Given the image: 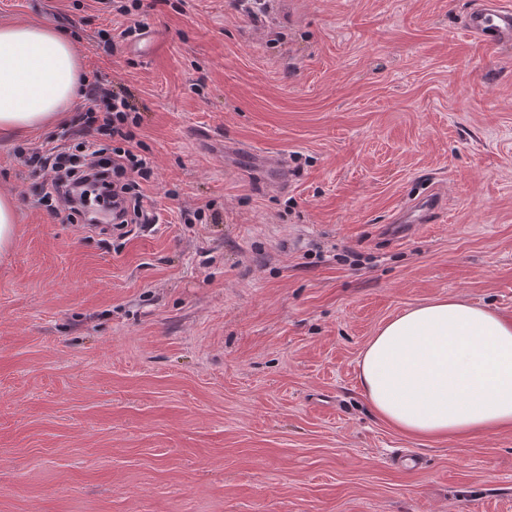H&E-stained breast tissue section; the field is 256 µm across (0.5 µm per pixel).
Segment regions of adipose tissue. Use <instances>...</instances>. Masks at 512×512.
<instances>
[{
	"label": "adipose tissue",
	"mask_w": 512,
	"mask_h": 512,
	"mask_svg": "<svg viewBox=\"0 0 512 512\" xmlns=\"http://www.w3.org/2000/svg\"><path fill=\"white\" fill-rule=\"evenodd\" d=\"M80 68L53 27L0 24V133L54 123L77 97ZM358 378L375 415L411 440L512 429V320L450 297L412 306L369 339Z\"/></svg>",
	"instance_id": "1"
}]
</instances>
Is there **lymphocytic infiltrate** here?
<instances>
[{
  "label": "lymphocytic infiltrate",
  "mask_w": 512,
  "mask_h": 512,
  "mask_svg": "<svg viewBox=\"0 0 512 512\" xmlns=\"http://www.w3.org/2000/svg\"><path fill=\"white\" fill-rule=\"evenodd\" d=\"M85 111L76 127L82 135L95 136L99 145L88 153L68 155L48 149L38 159L48 186L42 203L48 212L69 224L85 223V213L73 196L86 184L104 186L108 191L113 233L126 238L130 225L147 221L143 209L144 183L153 169L138 152L134 130L141 114L124 87L95 77L86 86Z\"/></svg>",
  "instance_id": "f902f5d3"
}]
</instances>
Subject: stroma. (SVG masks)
Returning a JSON list of instances; mask_svg holds the SVG:
<instances>
[{"mask_svg":"<svg viewBox=\"0 0 512 512\" xmlns=\"http://www.w3.org/2000/svg\"><path fill=\"white\" fill-rule=\"evenodd\" d=\"M141 2L0 0L130 90L154 169L121 241L16 156L70 126L0 137V512H512V430L411 441L358 379L409 307L512 317V44L464 31L475 0ZM16 198L7 190L0 191V259L7 258L16 242ZM442 209V199L437 193L431 192L425 198L421 199L412 209L408 210L399 220L401 224L411 222L425 223L438 210Z\"/></svg>","mask_w":512,"mask_h":512,"instance_id":"1","label":"stroma"}]
</instances>
